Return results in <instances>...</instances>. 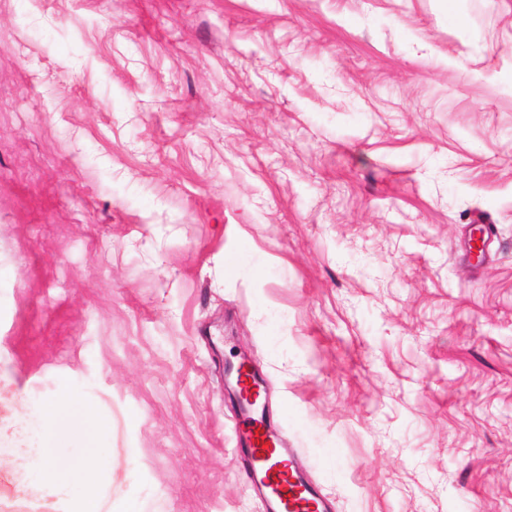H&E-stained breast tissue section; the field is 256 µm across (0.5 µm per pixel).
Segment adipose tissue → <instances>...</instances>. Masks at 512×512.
<instances>
[{
  "label": "adipose tissue",
  "mask_w": 512,
  "mask_h": 512,
  "mask_svg": "<svg viewBox=\"0 0 512 512\" xmlns=\"http://www.w3.org/2000/svg\"><path fill=\"white\" fill-rule=\"evenodd\" d=\"M43 431V446L39 450L41 464L37 480L31 484L32 493L52 489L59 493H68L74 482L98 465L94 450L70 463H63L54 455L53 450L60 441L76 436H89L93 414L69 399H63L45 406L39 413Z\"/></svg>",
  "instance_id": "obj_1"
}]
</instances>
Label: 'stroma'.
I'll use <instances>...</instances> for the list:
<instances>
[{"mask_svg": "<svg viewBox=\"0 0 512 512\" xmlns=\"http://www.w3.org/2000/svg\"><path fill=\"white\" fill-rule=\"evenodd\" d=\"M244 358L333 512H512V0H0V424L264 512ZM37 473L0 512H66ZM70 399H63L45 406L39 412L43 431V448H38L41 464L37 480L29 485L32 493L38 494L44 489H52L66 494L74 482L98 465V457L92 448L70 463H62L54 455L62 440L75 436L89 438L93 414Z\"/></svg>", "mask_w": 512, "mask_h": 512, "instance_id": "1", "label": "stroma"}]
</instances>
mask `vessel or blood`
Here are the masks:
<instances>
[{
	"label": "vessel or blood",
	"instance_id": "obj_1",
	"mask_svg": "<svg viewBox=\"0 0 512 512\" xmlns=\"http://www.w3.org/2000/svg\"><path fill=\"white\" fill-rule=\"evenodd\" d=\"M236 434L245 471L266 512H332L313 476L295 466V449L275 434L267 421L245 415Z\"/></svg>",
	"mask_w": 512,
	"mask_h": 512
}]
</instances>
